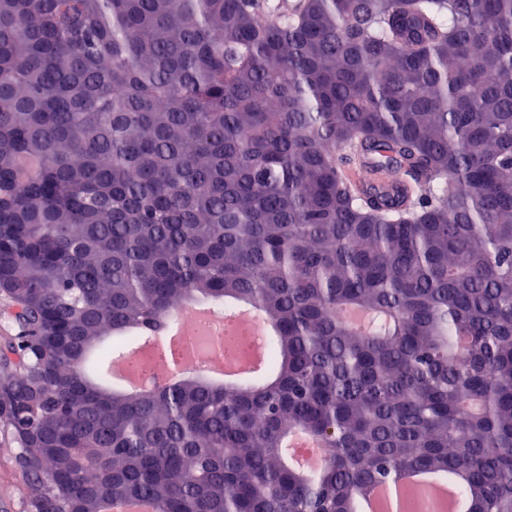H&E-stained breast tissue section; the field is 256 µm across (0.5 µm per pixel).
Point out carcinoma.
I'll return each instance as SVG.
<instances>
[{"instance_id": "carcinoma-1", "label": "carcinoma", "mask_w": 512, "mask_h": 512, "mask_svg": "<svg viewBox=\"0 0 512 512\" xmlns=\"http://www.w3.org/2000/svg\"><path fill=\"white\" fill-rule=\"evenodd\" d=\"M0 194L32 512H359L409 469L512 512V0H0ZM198 300L268 370L103 385ZM321 446L318 439L303 433L289 436L287 444L292 461L310 467L319 463Z\"/></svg>"}]
</instances>
